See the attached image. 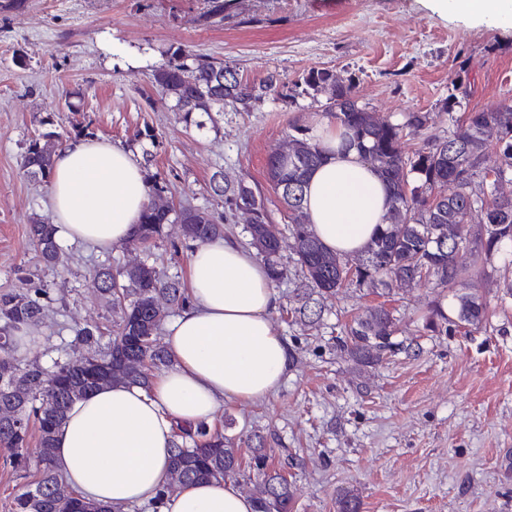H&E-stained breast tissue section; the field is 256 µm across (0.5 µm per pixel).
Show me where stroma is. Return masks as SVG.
<instances>
[{
	"label": "stroma",
	"mask_w": 512,
	"mask_h": 512,
	"mask_svg": "<svg viewBox=\"0 0 512 512\" xmlns=\"http://www.w3.org/2000/svg\"><path fill=\"white\" fill-rule=\"evenodd\" d=\"M208 0H23L0 11V294L45 288L38 346L22 361L51 367L85 350L76 327L111 328L112 313L90 285L93 269L142 260L141 250L109 251L62 240L63 262H39L28 238L31 217L53 223L47 183L21 168L25 142L48 127L88 128L95 137L152 154L163 198L209 212L224 210L213 178L247 176L258 189L290 257L292 238L266 173L270 151L290 124L323 116L324 103L297 106L267 95L250 111L214 113L188 126L172 99L150 81L159 48L192 49L224 59L248 83L278 72L295 83L311 69L354 78L360 104L403 122L431 115L422 137L443 136L442 103L455 95L462 112L512 106V26L442 14L428 0H224V21L203 15ZM23 66H16L15 56ZM81 101L69 108V92ZM191 242L169 224L158 240L157 267L187 279ZM512 248L486 265L479 293L499 311L480 329L438 334L423 328L432 301L451 293L429 286L389 299L399 320L398 349L363 367L337 346L345 325L380 302L376 287L347 291L321 329L307 335L272 315L293 358L280 387L242 405L224 402L213 429L238 439L261 436L271 467L298 489L293 512H336V491L353 486L362 512H512Z\"/></svg>",
	"instance_id": "1"
}]
</instances>
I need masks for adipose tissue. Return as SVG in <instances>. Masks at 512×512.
Returning <instances> with one entry per match:
<instances>
[{
  "label": "adipose tissue",
  "instance_id": "1",
  "mask_svg": "<svg viewBox=\"0 0 512 512\" xmlns=\"http://www.w3.org/2000/svg\"><path fill=\"white\" fill-rule=\"evenodd\" d=\"M448 14L512 23V0H434ZM326 159L307 178L305 211L331 251L360 253L386 220L391 190L343 129L311 125ZM49 192L58 234L106 251L125 243L148 201L136 153L97 138L56 153ZM189 302L166 326L174 365L150 388L115 383L75 402L55 434V462L81 498L126 507L158 502V512H255L231 483L199 480L163 501L177 424L211 422L224 401H258L282 383L289 348L271 316L280 297L266 267L233 238L195 246Z\"/></svg>",
  "mask_w": 512,
  "mask_h": 512
}]
</instances>
